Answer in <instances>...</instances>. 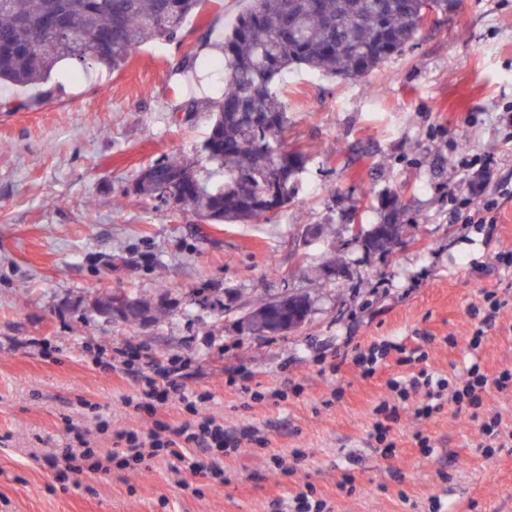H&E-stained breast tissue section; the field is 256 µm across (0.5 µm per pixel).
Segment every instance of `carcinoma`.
<instances>
[{
	"mask_svg": "<svg viewBox=\"0 0 512 512\" xmlns=\"http://www.w3.org/2000/svg\"><path fill=\"white\" fill-rule=\"evenodd\" d=\"M203 0H7L0 9V83L30 86L67 61L114 70L148 39L174 40ZM449 0H252L215 45L224 87L208 102L210 129L200 153L207 164L159 159L141 168L124 196L188 207L205 224H254L294 200L307 157L283 145L290 118L277 84L292 68L344 79L370 75L416 40L431 13L448 14ZM74 25L77 38L54 43L47 22ZM169 193L164 198L163 193ZM351 242L372 248L382 224H361ZM91 308L129 324L155 319L145 296L112 312V298ZM307 296L260 303L243 321L262 333L304 325Z\"/></svg>",
	"mask_w": 512,
	"mask_h": 512,
	"instance_id": "obj_1",
	"label": "carcinoma"
}]
</instances>
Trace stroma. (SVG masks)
<instances>
[{
  "label": "stroma",
  "mask_w": 512,
  "mask_h": 512,
  "mask_svg": "<svg viewBox=\"0 0 512 512\" xmlns=\"http://www.w3.org/2000/svg\"><path fill=\"white\" fill-rule=\"evenodd\" d=\"M247 0H203L181 41H149L118 70L58 64L34 87L0 86V512H282L310 483L334 512H512V447L485 450L478 422L455 408L423 422L430 452L403 421L381 456L370 432L384 382L404 375L396 345L427 352L451 377L479 364L489 384L483 415L512 431V392L494 380L512 369V306L478 350L481 294L512 302V198L493 224H468L482 202L471 184L512 187V0H464L428 23L406 51L354 81L307 70L283 76L288 148L306 153L288 209L256 224H198L184 207L128 198L136 173L162 158L199 160L210 117L186 118L189 98H215L214 42ZM337 147L333 158L325 145ZM397 194L407 218L385 252L350 243L347 225L383 221ZM324 227L305 243L307 225ZM343 275L325 272L332 251ZM229 286L228 304L212 291ZM153 297L162 312L142 325L111 321L90 300ZM303 293L300 328L251 331L243 316L272 295ZM392 343L373 377L356 351ZM144 346L154 369L182 365L205 412L255 425L264 440L224 454V481L175 484L170 457L139 474L81 476L64 487L43 461L90 430L107 452L117 428L148 420L123 407L130 387L100 365ZM281 399H271V392ZM280 455L294 475L270 471ZM354 491L342 490L343 474ZM200 495H192V488Z\"/></svg>",
  "instance_id": "stroma-1"
}]
</instances>
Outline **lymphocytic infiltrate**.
Segmentation results:
<instances>
[{"label":"lymphocytic infiltrate","mask_w":512,"mask_h":512,"mask_svg":"<svg viewBox=\"0 0 512 512\" xmlns=\"http://www.w3.org/2000/svg\"><path fill=\"white\" fill-rule=\"evenodd\" d=\"M426 359V354L410 350L404 361L412 365V373L389 378L386 382L389 396L373 410L374 433L383 444V456L392 455L394 445L388 440L390 426L400 422L404 415L420 421L431 418L447 403L474 411L483 405V395L491 382L479 365H471L465 374L448 380L430 373ZM122 377L134 388L133 394L122 396L123 406L146 412L149 427L140 431H114L109 422L98 420V432L112 434L110 451L102 455L95 453L88 436L82 435L78 438V447L69 446L62 454L46 455L48 465L60 469L61 473L77 475L87 469L101 471L108 465L119 471L140 472L149 469L169 448L175 458L171 468L174 475L204 471L220 476L224 473L225 448H236L255 439L256 427L230 429L223 420L203 412L201 396L181 382L178 369L156 372L141 348L129 349ZM172 404L183 407L186 420L158 418V411Z\"/></svg>","instance_id":"1"}]
</instances>
